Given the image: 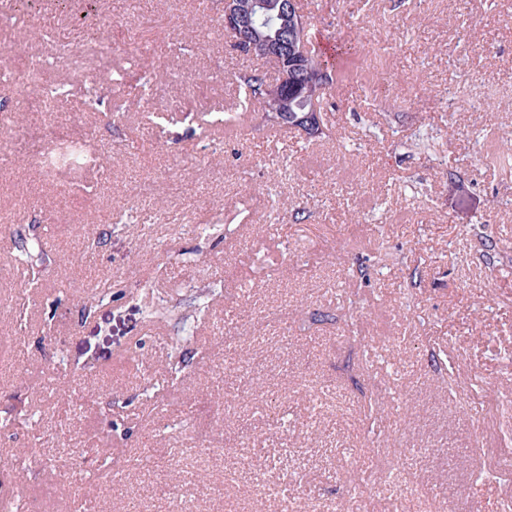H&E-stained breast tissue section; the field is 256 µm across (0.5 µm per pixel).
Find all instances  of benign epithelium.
<instances>
[{"label":"benign epithelium","instance_id":"obj_1","mask_svg":"<svg viewBox=\"0 0 512 512\" xmlns=\"http://www.w3.org/2000/svg\"><path fill=\"white\" fill-rule=\"evenodd\" d=\"M274 12L281 20L275 33L260 27L257 19ZM309 26L299 8V0H253L250 10L245 12L236 6L233 0L224 2V31L234 36V48L247 51L276 64L280 82L288 80L292 74L303 72L308 82L315 86L314 93L297 89L296 94L303 100L304 106L300 130L307 134L319 131L323 101L320 98L325 87V72L312 68V56L306 33Z\"/></svg>","mask_w":512,"mask_h":512}]
</instances>
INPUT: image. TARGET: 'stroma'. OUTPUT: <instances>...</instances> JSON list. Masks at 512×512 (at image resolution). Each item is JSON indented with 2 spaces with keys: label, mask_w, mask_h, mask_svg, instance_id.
<instances>
[{
  "label": "stroma",
  "mask_w": 512,
  "mask_h": 512,
  "mask_svg": "<svg viewBox=\"0 0 512 512\" xmlns=\"http://www.w3.org/2000/svg\"><path fill=\"white\" fill-rule=\"evenodd\" d=\"M348 45L321 134L239 109L212 0H19L65 87L41 130L112 163L0 170V494L25 512H505L512 501V0H302ZM69 43L59 60L54 41ZM154 66L145 85L136 65ZM23 62L0 106L27 123ZM237 113L199 133L195 119ZM223 169H209L212 160ZM152 177L180 224L148 225ZM30 257L32 281L6 270Z\"/></svg>",
  "instance_id": "obj_1"
}]
</instances>
